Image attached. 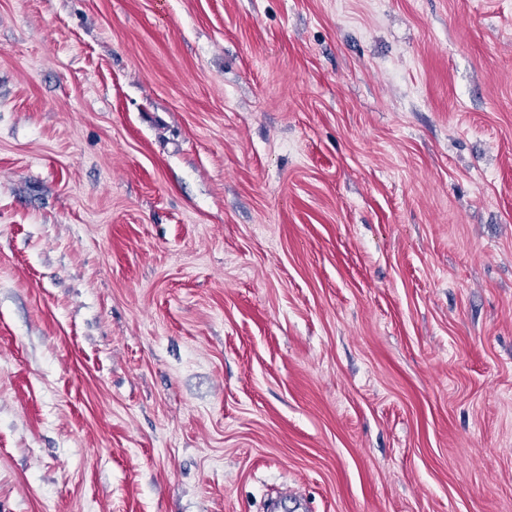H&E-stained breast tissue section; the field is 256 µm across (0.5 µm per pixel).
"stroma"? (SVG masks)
I'll return each instance as SVG.
<instances>
[{"mask_svg":"<svg viewBox=\"0 0 512 512\" xmlns=\"http://www.w3.org/2000/svg\"><path fill=\"white\" fill-rule=\"evenodd\" d=\"M512 512V0H0V512Z\"/></svg>","mask_w":512,"mask_h":512,"instance_id":"1","label":"stroma"}]
</instances>
